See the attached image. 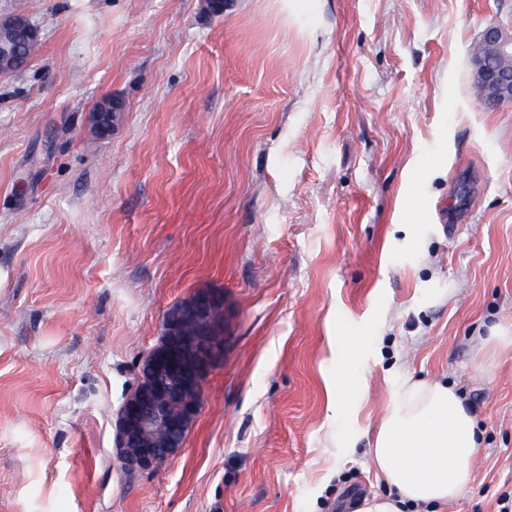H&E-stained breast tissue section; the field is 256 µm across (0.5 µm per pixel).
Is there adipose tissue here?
Masks as SVG:
<instances>
[{"label":"adipose tissue","mask_w":512,"mask_h":512,"mask_svg":"<svg viewBox=\"0 0 512 512\" xmlns=\"http://www.w3.org/2000/svg\"><path fill=\"white\" fill-rule=\"evenodd\" d=\"M479 450L476 420L452 386L408 383L373 438L372 466L388 492L363 498L354 512H448L465 495Z\"/></svg>","instance_id":"adipose-tissue-1"}]
</instances>
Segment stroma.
Returning a JSON list of instances; mask_svg holds the SVG:
<instances>
[{"label":"stroma","instance_id":"stroma-1","mask_svg":"<svg viewBox=\"0 0 512 512\" xmlns=\"http://www.w3.org/2000/svg\"><path fill=\"white\" fill-rule=\"evenodd\" d=\"M228 2L0 0L41 33L0 76V512H343L386 490L371 439L408 379L482 436L448 512H495L512 103L481 107L470 57L512 0ZM200 289L224 353L181 450L127 475L116 412ZM124 111L123 102L117 98L102 99L89 113V123L99 136H108L119 126Z\"/></svg>","mask_w":512,"mask_h":512}]
</instances>
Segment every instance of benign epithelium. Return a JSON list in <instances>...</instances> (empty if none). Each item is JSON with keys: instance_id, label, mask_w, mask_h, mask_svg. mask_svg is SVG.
<instances>
[{"instance_id": "benign-epithelium-1", "label": "benign epithelium", "mask_w": 512, "mask_h": 512, "mask_svg": "<svg viewBox=\"0 0 512 512\" xmlns=\"http://www.w3.org/2000/svg\"><path fill=\"white\" fill-rule=\"evenodd\" d=\"M38 38L23 17L0 18V29ZM478 99L488 110L512 103V31L491 23L471 55ZM124 111L117 98L101 100L89 113L99 136L119 126ZM222 295L199 290L179 302L160 327V339L142 363L144 384L126 397L115 421V448L124 470L152 471L176 455L181 437L200 410L206 376L223 349Z\"/></svg>"}]
</instances>
